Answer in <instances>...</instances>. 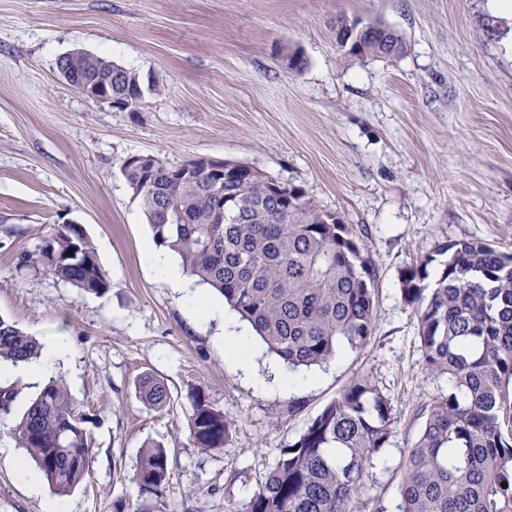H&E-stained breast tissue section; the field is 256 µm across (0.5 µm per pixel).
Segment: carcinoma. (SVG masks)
I'll return each instance as SVG.
<instances>
[{
  "label": "carcinoma",
  "mask_w": 512,
  "mask_h": 512,
  "mask_svg": "<svg viewBox=\"0 0 512 512\" xmlns=\"http://www.w3.org/2000/svg\"><path fill=\"white\" fill-rule=\"evenodd\" d=\"M398 32L384 42L347 47L359 57L399 56ZM138 75L112 67V92ZM158 178L140 196L157 246L207 285L247 322L268 351L290 368L320 366L340 345L357 351L371 341L377 269L353 228L317 209L305 191L274 194L246 167L220 186L203 171L190 182ZM448 255L425 293L428 256L401 278L406 302L417 306L427 369L448 376L451 390L428 410L420 436L402 466L397 512H512V254L476 239L437 248ZM39 262L59 280L101 295L112 281L76 224L58 226ZM38 357V345L0 316V363L19 366ZM144 402L161 408L167 388L144 376ZM391 404L360 375L347 384L281 450L258 490L231 512H353L368 470L389 444ZM232 423L206 397H193L190 435L204 452L222 449ZM54 493L64 496L86 479L94 446L64 382L51 379L8 426ZM159 444L142 448L133 476L141 494L157 497L169 481Z\"/></svg>",
  "instance_id": "1"
}]
</instances>
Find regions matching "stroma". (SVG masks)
Masks as SVG:
<instances>
[{
  "mask_svg": "<svg viewBox=\"0 0 512 512\" xmlns=\"http://www.w3.org/2000/svg\"><path fill=\"white\" fill-rule=\"evenodd\" d=\"M340 18L398 31L395 58L347 55ZM83 50L150 83L136 108L91 100L56 61ZM298 52L301 69L285 57ZM243 164L305 190L359 235L378 273L374 327L361 352L288 368L210 288L190 304L150 265L152 232L126 159ZM82 225L112 281L85 293L36 259L59 225ZM481 239L512 253V11L493 0H0V316L42 347L64 344L62 378L94 454L66 496L0 437V512H227L242 507L308 423L349 381L369 375L395 417L354 512H397L402 462L448 391L430 373L401 276L437 247ZM427 284L441 262H428ZM240 338L224 342L225 333ZM268 375L255 385L241 366ZM168 387L161 409L138 380ZM204 392L232 422L221 450L190 438ZM162 445L169 483L132 481L141 448Z\"/></svg>",
  "mask_w": 512,
  "mask_h": 512,
  "instance_id": "35a3bbf8",
  "label": "stroma"
}]
</instances>
